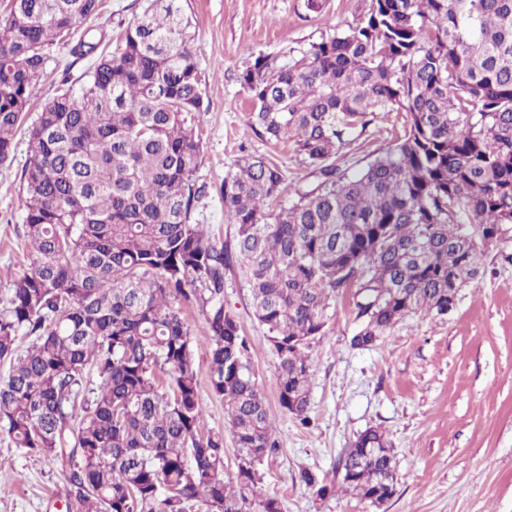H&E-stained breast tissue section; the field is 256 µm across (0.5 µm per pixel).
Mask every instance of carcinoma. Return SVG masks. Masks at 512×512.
<instances>
[{
  "instance_id": "cac0c4a2",
  "label": "carcinoma",
  "mask_w": 512,
  "mask_h": 512,
  "mask_svg": "<svg viewBox=\"0 0 512 512\" xmlns=\"http://www.w3.org/2000/svg\"><path fill=\"white\" fill-rule=\"evenodd\" d=\"M98 2L11 0L0 17V163L27 129L35 253L0 311V429L69 468L77 512H191L199 499L206 512H281L259 490L276 441L224 275L239 264L278 359L279 406L304 425L309 350L339 294L359 321L354 348L411 314H448V290L479 276L477 243L512 224V0H369L355 25L286 62L258 55L240 75L249 126L316 182L287 190L277 164L238 156L222 188L232 245L192 222L204 92L179 0H150L115 52L71 44ZM61 43L96 64L79 93L59 90L31 120V89ZM378 112L405 113L403 133L349 175L339 151ZM180 294L203 319L223 432L203 427ZM301 481L321 498L339 484L373 506L389 500L392 444L368 428L333 480Z\"/></svg>"
}]
</instances>
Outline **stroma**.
<instances>
[{
    "label": "stroma",
    "instance_id": "1",
    "mask_svg": "<svg viewBox=\"0 0 512 512\" xmlns=\"http://www.w3.org/2000/svg\"><path fill=\"white\" fill-rule=\"evenodd\" d=\"M369 0H181L191 23L192 46L205 90L199 116L200 162L194 175L204 193L194 211L217 242L236 231L224 213L222 187L240 148L275 162L288 183L313 182L311 168L288 148L274 145L247 125L250 99L240 74L260 54L280 55L355 24ZM147 5L146 0H101L81 29L104 35L115 50ZM93 57L54 48L32 91L33 105L51 98L61 83L79 88ZM399 117L376 115L354 132L340 152L348 173L362 170L384 150ZM27 138L17 135L11 158L0 165V309L14 279L32 262L24 233L21 175ZM479 276L445 316L414 315L399 321L365 349L352 348L358 329L347 294L310 356L311 423L302 426L278 403V359L266 330L254 318L248 288L238 271L225 275L224 303L236 314L249 343V363L267 402L276 451L260 467L263 494L278 497L282 512H512V224L502 240L479 248ZM194 337L203 426L224 427V403L210 385V346L194 301L178 299ZM385 432L396 458V491L375 508L353 494L319 498L300 482L301 470L333 477L336 463L358 434ZM0 512H75L66 470L15 447L0 432Z\"/></svg>",
    "mask_w": 512,
    "mask_h": 512
}]
</instances>
